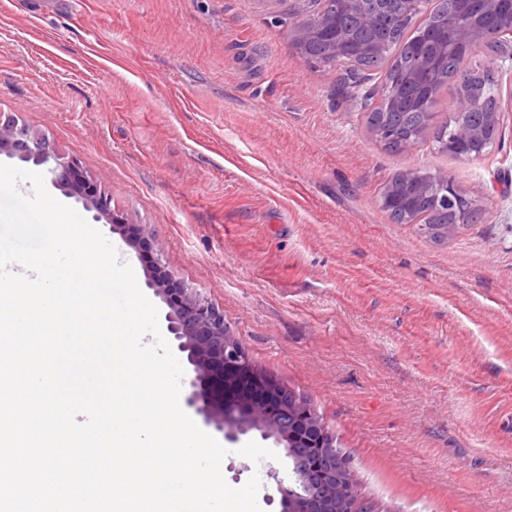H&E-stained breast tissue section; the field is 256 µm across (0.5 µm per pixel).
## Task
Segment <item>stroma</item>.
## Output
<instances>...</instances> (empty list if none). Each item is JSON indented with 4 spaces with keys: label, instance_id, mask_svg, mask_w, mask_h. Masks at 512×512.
Listing matches in <instances>:
<instances>
[{
    "label": "stroma",
    "instance_id": "35a3bbf8",
    "mask_svg": "<svg viewBox=\"0 0 512 512\" xmlns=\"http://www.w3.org/2000/svg\"><path fill=\"white\" fill-rule=\"evenodd\" d=\"M306 0H0V120L103 179L255 366L306 397L367 512H512V71L478 159L383 148L354 73L307 59ZM481 209L447 243L393 223L397 173ZM274 451L253 432L221 471ZM257 476V475H256Z\"/></svg>",
    "mask_w": 512,
    "mask_h": 512
}]
</instances>
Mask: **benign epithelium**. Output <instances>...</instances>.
<instances>
[{
	"label": "benign epithelium",
	"mask_w": 512,
	"mask_h": 512,
	"mask_svg": "<svg viewBox=\"0 0 512 512\" xmlns=\"http://www.w3.org/2000/svg\"><path fill=\"white\" fill-rule=\"evenodd\" d=\"M356 14L363 25L371 22L376 13H392L399 26L422 14L425 0H337ZM456 9L448 15L444 27L436 30L430 15L421 22V33L416 43L421 68L401 76L403 82L422 78L434 60L441 54L459 48L468 53L481 51L490 64L505 59L512 62V0H455ZM323 35L336 45L337 52L349 58L377 51V44L362 45L357 50L344 46L345 38L333 28H321ZM480 92L461 91L452 103L458 114L465 116L482 108ZM454 136L462 142L455 157L475 159L483 156L472 152L480 140L477 131L461 123ZM20 163L40 167L52 184L66 196L82 204L93 213V219L109 225L112 231L123 235L126 245L138 250L147 240L138 241L125 236V221L114 210L111 200L102 191L101 180L90 173L80 160L61 153L45 137L33 133L17 122L0 125V156ZM147 288L167 307L166 331L176 349L185 355L191 374L184 380L185 404L200 415L204 422L222 432L225 440L236 443L241 436L255 430L263 440H271L276 452L288 457V432L280 425L278 415L288 412V390L275 379L263 375V388L279 393V404L270 408L260 401H251L230 394L235 387L236 374L245 372L257 376L241 340L229 334L224 326V314L200 298L193 289L174 280L160 259H155L145 275ZM279 495V512H296L294 504L304 491L302 477L289 473L283 481L275 472Z\"/></svg>",
	"instance_id": "benign-epithelium-1"
}]
</instances>
